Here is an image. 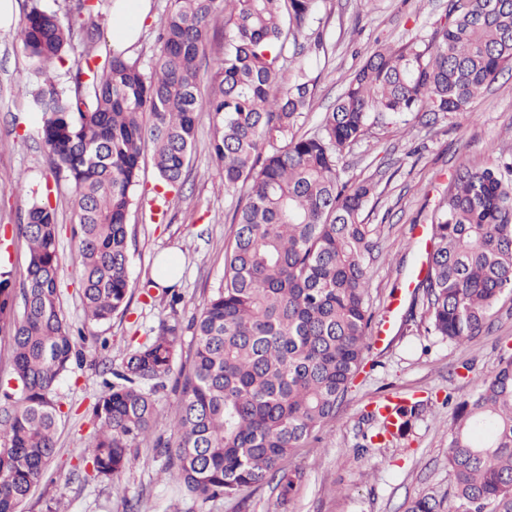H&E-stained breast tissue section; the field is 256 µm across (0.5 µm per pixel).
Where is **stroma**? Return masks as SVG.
Masks as SVG:
<instances>
[{
	"label": "stroma",
	"mask_w": 512,
	"mask_h": 512,
	"mask_svg": "<svg viewBox=\"0 0 512 512\" xmlns=\"http://www.w3.org/2000/svg\"><path fill=\"white\" fill-rule=\"evenodd\" d=\"M448 10V0H321L310 26L314 46L302 56L316 77L313 104L299 128L314 131L322 115L342 92L352 73L378 47L397 46L415 36L427 37ZM16 27H0V225L17 224L34 191L51 187L59 224L73 222L71 186L49 182L50 163L38 135L32 94L36 88L30 62L16 38ZM402 128L370 123L363 140L346 149L339 162L342 179L370 180L373 195L363 217L373 228L376 259L368 286L372 328L381 340H369L364 366L342 399L335 417L318 439L289 457L301 483L288 506L264 485L239 498L201 502L166 470L157 440L171 436L168 410L176 397L157 395L158 414L149 438L140 443L136 466L107 483L92 479L81 461L83 441L93 431L86 411L102 390L110 366L127 349L151 336L170 310L162 289L144 295L164 255H177L181 320H188L224 278V251L235 229L231 213L239 195L224 189L211 155L212 120L197 118V136L181 193L166 196V217L150 219L159 175L151 155L141 162L136 196L129 216L132 297L125 315L91 328L82 346L83 361L58 382L53 397L65 416L57 449L45 479L22 506V512H50L63 502L68 512H405L423 494L447 499L452 478L448 444L456 400L474 395L500 358L512 355V294L504 295L480 336L457 344L428 333L421 306L413 302L409 277L426 245L418 230L431 224L433 211L462 167H494L512 162V71H504L466 111L447 115L414 112ZM21 178L23 189L13 180ZM59 261L69 286L62 308L73 323L83 317L76 284L75 246L61 233ZM109 340L100 349L96 337ZM399 395L420 400L424 408L405 435L385 448L360 452L378 421L367 414L380 397Z\"/></svg>",
	"instance_id": "obj_1"
}]
</instances>
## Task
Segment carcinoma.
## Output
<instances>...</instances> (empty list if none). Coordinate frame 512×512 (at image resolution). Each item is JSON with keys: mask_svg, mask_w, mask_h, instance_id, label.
<instances>
[{"mask_svg": "<svg viewBox=\"0 0 512 512\" xmlns=\"http://www.w3.org/2000/svg\"><path fill=\"white\" fill-rule=\"evenodd\" d=\"M320 0H170L158 51L148 67L113 50L92 52L100 3L75 0L62 20L31 7L18 39L36 80L33 101L54 179L73 186L72 238L84 319L61 309L62 227L49 197L33 199L16 235L27 242L23 274L0 265V331L12 346L0 417V512H21L57 448L64 417L51 398L60 377L83 358L85 328L128 310L129 214L147 145L163 191L183 184L200 112L213 118L212 152L227 191L241 188L231 218L234 241L224 281L188 327L190 370L179 376L165 446L167 469L207 502L275 483L285 506L301 481L285 467L330 417L359 371L372 315L367 305L374 249L361 219L372 186L342 180L343 151L366 133L370 114L463 112L504 70H512V0H448L432 34L375 50L356 71L319 128L298 133L315 80L299 67L281 85L288 45L301 36ZM224 14L229 36L202 95L199 63L211 20ZM73 86L52 67L75 52ZM431 250L416 288L428 331L461 344L478 336L499 298L512 292V163L459 170L431 224ZM179 295L154 336L109 370L91 407L94 433L82 462L111 481L133 467L131 448L147 439L156 393L173 373L181 321ZM421 412L406 399L379 443L404 435ZM448 469V509L423 495L406 512H512V357L479 391L457 403Z\"/></svg>", "mask_w": 512, "mask_h": 512, "instance_id": "carcinoma-1", "label": "carcinoma"}]
</instances>
